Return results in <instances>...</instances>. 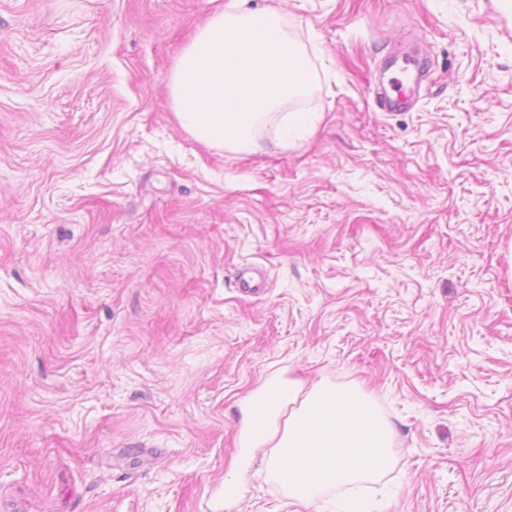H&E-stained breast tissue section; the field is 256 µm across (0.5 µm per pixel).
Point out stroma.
<instances>
[{"label": "stroma", "instance_id": "obj_1", "mask_svg": "<svg viewBox=\"0 0 512 512\" xmlns=\"http://www.w3.org/2000/svg\"><path fill=\"white\" fill-rule=\"evenodd\" d=\"M226 2L0 0V512H215L232 472L236 512H338L241 442L279 379L376 399L372 512H512V0H248L295 22L289 109L320 115L257 154L167 91ZM418 49L417 105L379 111Z\"/></svg>", "mask_w": 512, "mask_h": 512}]
</instances>
